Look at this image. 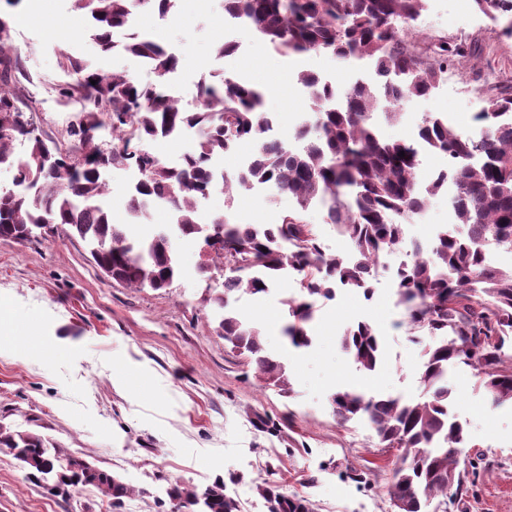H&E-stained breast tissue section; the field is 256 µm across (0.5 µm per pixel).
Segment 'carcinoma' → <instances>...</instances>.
I'll use <instances>...</instances> for the list:
<instances>
[{"instance_id": "cac0c4a2", "label": "carcinoma", "mask_w": 512, "mask_h": 512, "mask_svg": "<svg viewBox=\"0 0 512 512\" xmlns=\"http://www.w3.org/2000/svg\"><path fill=\"white\" fill-rule=\"evenodd\" d=\"M92 19V39L104 54L123 52L141 59L160 79L142 86L124 71L104 72L67 51L61 64L74 76L60 86V97L80 100V111L65 130V142L37 133L24 102L26 77L7 24L0 23V168L13 173V188L0 191V239L24 243L68 227L84 240L105 276L131 288L169 287L180 268L172 236L135 237L111 223L114 167L141 174L126 200L131 220L145 217L144 201L156 198L172 209L183 237L200 228L199 201L215 187L209 162L236 141L257 143L247 172L224 179L228 200L260 184L293 198L296 207L274 224H231L222 218L223 239L209 245L199 265L202 274L227 273L222 291L205 298L223 311L215 331L253 363L256 377L284 395L291 392L285 363L272 353L261 329L235 311L230 300L261 295L285 273L296 275L301 294L283 301L287 321L282 335L295 348L312 343L309 324L316 300L331 299L340 283L369 296V277L381 257L405 245L404 225L426 209L429 198L447 184L458 231L438 234L432 246H419L396 272L398 302L414 332L433 338L423 351L419 401L338 392L330 396L340 423L365 416L379 444L398 448L388 487L390 500L406 503V512H425L437 501L448 512V485L464 486L456 448L463 427L452 412L448 370L464 364L475 371L493 403L512 402V270L484 264L490 247L512 250V86L486 100L477 130L461 134L439 116L418 124L419 139L389 141L378 134L374 115L388 122L402 116L404 103L428 96L448 75V65L467 53L446 40L429 43L431 60L422 61L405 46L396 23L415 19L423 0H224V11L249 20L264 43L283 54L325 51L340 60L369 59L376 82L358 80L338 91L319 76L297 75L314 103V121L298 125L299 150L269 135L263 91L224 76L206 83V99L189 108L165 88L177 58L129 31L136 5L169 14L177 0H72ZM476 9L512 36V0H474ZM96 84H91V81ZM185 127L199 130L196 147L182 163L170 166L141 148V143L170 137ZM26 143L24 155L14 142ZM448 155V171L423 178L419 148ZM313 202L326 209V222L352 246L348 254L328 253L314 225L303 219ZM343 350L360 369L371 372L381 360V337L367 322L345 331ZM0 452L18 460L27 478L66 496L71 488H95L114 508L135 492L119 473L64 455L33 432L0 426ZM267 512H313L304 496H288L279 486H256ZM171 507L189 512H241L224 479L199 487L176 480L166 488Z\"/></svg>"}]
</instances>
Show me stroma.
Masks as SVG:
<instances>
[{
  "label": "stroma",
  "mask_w": 512,
  "mask_h": 512,
  "mask_svg": "<svg viewBox=\"0 0 512 512\" xmlns=\"http://www.w3.org/2000/svg\"><path fill=\"white\" fill-rule=\"evenodd\" d=\"M0 18L11 26L29 83L41 88L39 133L61 137L80 109L57 93L70 79L61 50L98 69L126 71L144 85L158 81L137 57L101 55L87 14L71 0H23L16 8L0 0ZM139 19L155 26L156 39L177 56L174 77L184 92L218 74L265 87L274 133L285 140L312 115L298 72L319 73L337 86L371 75L367 64L342 63L325 52L278 53L249 27L233 33L241 52L216 56L224 39V0H178L164 24L152 10L141 11ZM415 25L418 33L446 40L465 29L474 53L454 63L453 82L406 103L400 121L381 122L386 140L413 138L422 117L433 113L466 132L485 105V78L512 73V38L473 0H427ZM293 205L287 196L270 200L260 185L231 201L215 191L202 202L201 221L231 211L242 224H273ZM454 223L443 191L406 224V239L424 246ZM201 246L175 239L180 275L154 291L105 280L86 243L62 230L38 242L0 240V426L40 434L71 456L123 474L136 492L119 512H159L167 481L202 486L219 475L234 478L242 512H266L255 488L267 479L283 493L308 497L315 512H393L386 489L395 449L380 447L363 420L337 423L329 396L339 390L421 396L423 345L413 341L396 294L406 252L384 257L371 278L372 295L340 286L334 298L318 299L313 343L306 349L286 347L281 335L291 278L276 282L266 297L238 298L237 311L288 362L292 392L284 397L261 388L253 367L216 336L203 300L222 290L224 276L199 275ZM360 322L382 338L381 363L370 373L359 370L340 344L341 333ZM449 384L464 427L466 465L462 500L450 512H512V403H492L468 368L454 369ZM102 505L87 488L51 495L29 481L15 459L0 454V512H101Z\"/></svg>",
  "instance_id": "stroma-1"
}]
</instances>
